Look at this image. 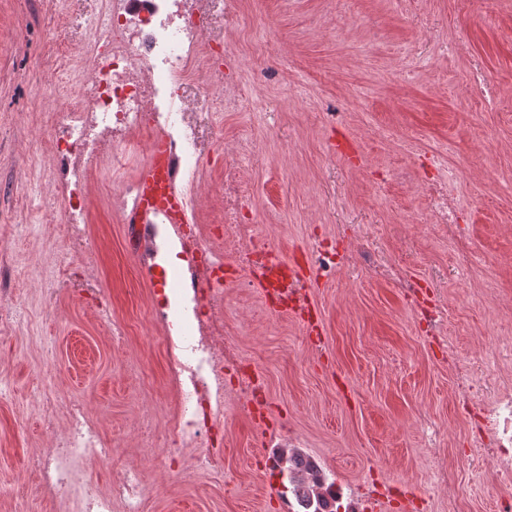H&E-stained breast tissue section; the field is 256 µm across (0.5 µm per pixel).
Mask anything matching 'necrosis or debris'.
<instances>
[{
    "mask_svg": "<svg viewBox=\"0 0 512 512\" xmlns=\"http://www.w3.org/2000/svg\"><path fill=\"white\" fill-rule=\"evenodd\" d=\"M213 2L105 0L104 7L83 19L81 36L91 77L79 80L68 68L57 77L56 88L74 84L78 90L68 97L49 144L64 170L60 194L71 228L69 240L79 252L89 248L86 179L101 159L117 162L139 151L148 156L156 139H166L168 181L188 204H195L204 145L220 134L202 115L212 99H223L228 109L243 100L239 53L232 44L220 53L212 44ZM200 63L206 66L203 78L190 81L191 68ZM254 148L250 137L238 139L234 162L224 166L223 241L200 224L171 226L184 262L175 285L189 300L180 316L189 383L179 390L181 410L172 421L173 436L165 450L169 466L188 453L197 470L223 468L218 448L224 438V371L239 356L224 330V291L211 286L210 275L225 247L233 248L238 267L252 277L260 274L273 251L240 219L250 193L236 161L252 158ZM166 222L155 211L132 224L131 246L138 264L155 259L158 227ZM502 349L480 370L460 367L458 396L462 409L476 403L482 412L474 440L477 452L470 462L477 470L492 464L500 488L497 512H512V380L501 381L497 374L500 366L512 364V340ZM111 458L112 447L86 405H73L65 429L29 462L47 512H143L151 488L138 470H125L106 489L91 483L90 466Z\"/></svg>",
    "mask_w": 512,
    "mask_h": 512,
    "instance_id": "necrosis-or-debris-1",
    "label": "necrosis or debris"
}]
</instances>
